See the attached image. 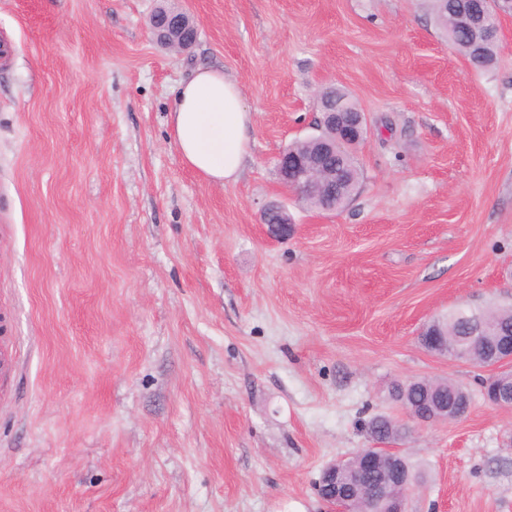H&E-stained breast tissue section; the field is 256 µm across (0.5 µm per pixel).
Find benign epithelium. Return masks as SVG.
Masks as SVG:
<instances>
[{"instance_id": "1", "label": "benign epithelium", "mask_w": 512, "mask_h": 512, "mask_svg": "<svg viewBox=\"0 0 512 512\" xmlns=\"http://www.w3.org/2000/svg\"><path fill=\"white\" fill-rule=\"evenodd\" d=\"M488 2L474 0L469 10L452 16V19L457 24L482 27L486 18L484 5ZM163 18L164 26H153L156 40L173 49H190L194 42L186 39L185 35L195 26L189 16L171 12L163 14ZM319 111L318 127L330 130L331 137L319 140L316 149L305 156L285 149L277 157L279 181L297 196H321L325 187L336 179V175L324 170L325 157L338 147L353 150L365 140L366 120L363 112L335 111L325 102L319 106ZM261 218L269 233L276 238H286L293 232L287 212L279 205L266 207ZM420 342L429 352L496 370L483 384L485 399L493 406L512 408V383L507 385L501 381L504 372L512 373V333L498 336L489 344L482 338L481 327L476 320L467 336H456L449 342L440 336H422ZM468 407V398L464 397L447 406L431 401L412 403L408 405L407 413L420 423L447 422L464 416ZM353 458L356 459L353 467L342 459L323 468L317 484L319 497L331 505L334 512H351V507L365 496L374 501L376 512H406L405 491L412 478L407 471L405 457L397 452L383 459L378 449L361 448L353 454ZM380 466L390 474L388 483L358 482L361 474Z\"/></svg>"}]
</instances>
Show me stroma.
Wrapping results in <instances>:
<instances>
[{
  "instance_id": "stroma-1",
  "label": "stroma",
  "mask_w": 512,
  "mask_h": 512,
  "mask_svg": "<svg viewBox=\"0 0 512 512\" xmlns=\"http://www.w3.org/2000/svg\"><path fill=\"white\" fill-rule=\"evenodd\" d=\"M0 0V512H332L330 461L378 448L384 416L422 483L407 512H512V409L487 369L417 336L464 305L512 304V16L472 68L428 0ZM200 65L252 109L236 182L210 183L167 116ZM351 93L370 135L334 213L284 188L277 156ZM294 222H261L270 204ZM472 396L421 424L394 382ZM165 23L163 27L153 26L156 40L166 44L172 49L188 50L194 45V41L185 38L186 32L195 31L193 22L186 13L170 12L163 13ZM261 218L262 223L267 224L268 231L273 237L287 238L293 232L287 212L279 205L272 204L266 207ZM18 367L17 351L9 336H0V387L14 375Z\"/></svg>"
}]
</instances>
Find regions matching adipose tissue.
Listing matches in <instances>:
<instances>
[{
    "label": "adipose tissue",
    "instance_id": "ef3b65f1",
    "mask_svg": "<svg viewBox=\"0 0 512 512\" xmlns=\"http://www.w3.org/2000/svg\"><path fill=\"white\" fill-rule=\"evenodd\" d=\"M253 114L236 81L200 66L182 81L168 114L183 162L214 184L236 181L249 151Z\"/></svg>",
    "mask_w": 512,
    "mask_h": 512
}]
</instances>
